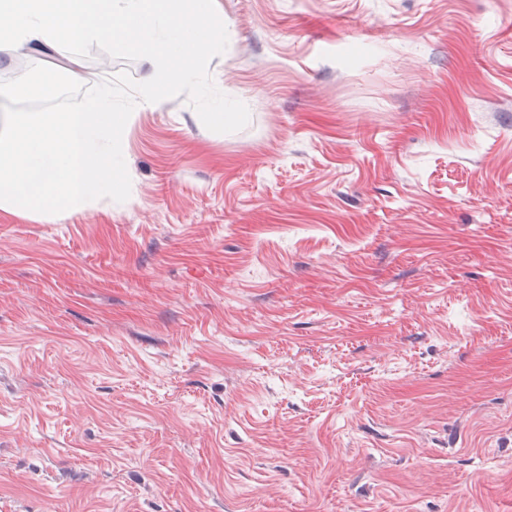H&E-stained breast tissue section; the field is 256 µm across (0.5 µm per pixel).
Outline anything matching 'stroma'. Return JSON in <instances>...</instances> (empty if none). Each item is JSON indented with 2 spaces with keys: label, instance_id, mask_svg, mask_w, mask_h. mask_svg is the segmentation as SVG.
Listing matches in <instances>:
<instances>
[{
  "label": "stroma",
  "instance_id": "obj_1",
  "mask_svg": "<svg viewBox=\"0 0 512 512\" xmlns=\"http://www.w3.org/2000/svg\"><path fill=\"white\" fill-rule=\"evenodd\" d=\"M214 6L244 129L0 210V512H512V0Z\"/></svg>",
  "mask_w": 512,
  "mask_h": 512
}]
</instances>
